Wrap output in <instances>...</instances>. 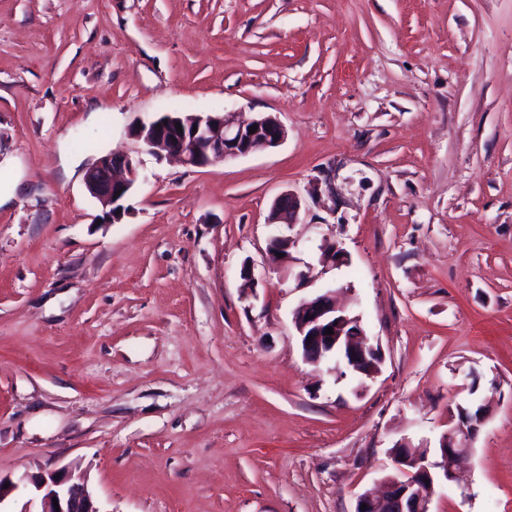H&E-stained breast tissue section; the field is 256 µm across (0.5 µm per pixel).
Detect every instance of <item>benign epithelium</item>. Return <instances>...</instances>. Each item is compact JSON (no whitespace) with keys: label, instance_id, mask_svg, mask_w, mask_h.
<instances>
[{"label":"benign epithelium","instance_id":"7a95c632","mask_svg":"<svg viewBox=\"0 0 512 512\" xmlns=\"http://www.w3.org/2000/svg\"><path fill=\"white\" fill-rule=\"evenodd\" d=\"M177 123L182 130H176ZM253 125L257 130L251 134L249 128ZM130 135L158 157H172L185 166L197 168L247 156L260 147L275 148L284 140L285 129L272 115H261L243 124L236 121L232 112L180 116L166 112L149 122L132 125ZM140 179L139 160L128 154L111 153L89 164L83 184L104 214L116 222L125 213L123 202ZM300 207L299 197L285 192L274 200L268 223L290 224ZM294 322L305 361L320 365L331 359L332 351L340 345L347 349V355L335 361L337 366L364 376L377 371L375 366L367 371L360 368L368 352L376 362H381L380 349L370 343L359 317L336 306L332 290L304 301L294 313ZM329 327L333 329L331 335L327 334ZM485 420L484 413L470 417L463 408H458L456 421L440 440L438 461L429 460L421 448L406 454L404 449L412 447L408 441L396 443L393 450L396 474L385 477L382 494L359 496L354 512H430L436 485L448 480L465 482L460 461L470 452ZM88 481L86 471L69 467L37 475L25 473L15 481L0 479V504L14 492L26 490L30 498L21 512H33L30 505L35 502L40 504L38 512H102L88 488Z\"/></svg>","mask_w":512,"mask_h":512}]
</instances>
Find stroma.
Here are the masks:
<instances>
[{"mask_svg": "<svg viewBox=\"0 0 512 512\" xmlns=\"http://www.w3.org/2000/svg\"><path fill=\"white\" fill-rule=\"evenodd\" d=\"M224 110L285 139L188 168L129 135ZM110 151L144 174L116 222L82 184ZM329 289L373 377L304 360L293 312ZM473 400L430 512H512V0H0V477L80 465L102 512H354ZM301 207V201L297 195L291 192L282 193L278 196L268 215V223L271 224H292L297 217Z\"/></svg>", "mask_w": 512, "mask_h": 512, "instance_id": "stroma-1", "label": "stroma"}]
</instances>
